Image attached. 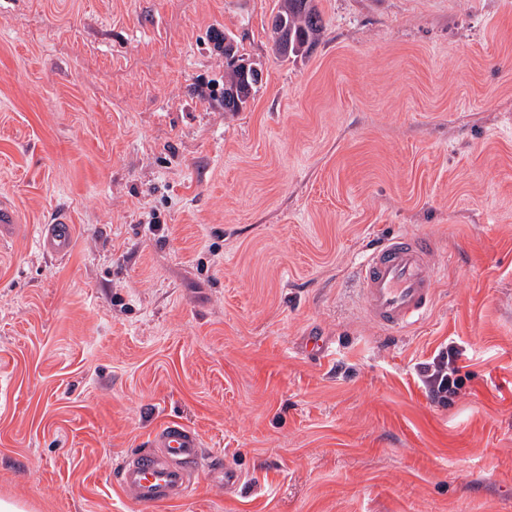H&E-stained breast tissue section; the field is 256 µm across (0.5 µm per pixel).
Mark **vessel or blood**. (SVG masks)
<instances>
[{
  "label": "vessel or blood",
  "instance_id": "obj_1",
  "mask_svg": "<svg viewBox=\"0 0 512 512\" xmlns=\"http://www.w3.org/2000/svg\"><path fill=\"white\" fill-rule=\"evenodd\" d=\"M75 226L66 212L41 228L38 244L52 257L69 253ZM435 245L422 235L398 234L375 243L359 268V292L368 319L389 334L419 323L435 302ZM215 466L196 433L172 421L154 435L151 448L123 458L115 466L117 482L143 504L186 496L194 475Z\"/></svg>",
  "mask_w": 512,
  "mask_h": 512
}]
</instances>
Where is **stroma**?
Here are the masks:
<instances>
[{
	"mask_svg": "<svg viewBox=\"0 0 512 512\" xmlns=\"http://www.w3.org/2000/svg\"><path fill=\"white\" fill-rule=\"evenodd\" d=\"M276 2L0 0V497L24 512H512V0H315L288 58ZM218 30L264 71L239 112ZM393 233L437 270L397 335L357 280ZM451 343L441 406L417 370ZM173 418L238 487L114 483ZM271 17L276 53L282 57L307 52L324 25L314 0H280ZM75 242V225L68 213L55 214L50 223L44 224L38 238L41 250L52 257H63L69 253Z\"/></svg>",
	"mask_w": 512,
	"mask_h": 512,
	"instance_id": "obj_1",
	"label": "stroma"
}]
</instances>
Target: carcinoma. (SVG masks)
<instances>
[{"label":"carcinoma","mask_w":512,"mask_h":512,"mask_svg":"<svg viewBox=\"0 0 512 512\" xmlns=\"http://www.w3.org/2000/svg\"><path fill=\"white\" fill-rule=\"evenodd\" d=\"M314 0H279L277 11L271 17V30L276 53L282 57L302 54L313 45L323 29V18L313 5ZM261 79L253 71L226 61L224 88H237L238 102L224 104V111L238 112L257 91Z\"/></svg>","instance_id":"carcinoma-1"}]
</instances>
